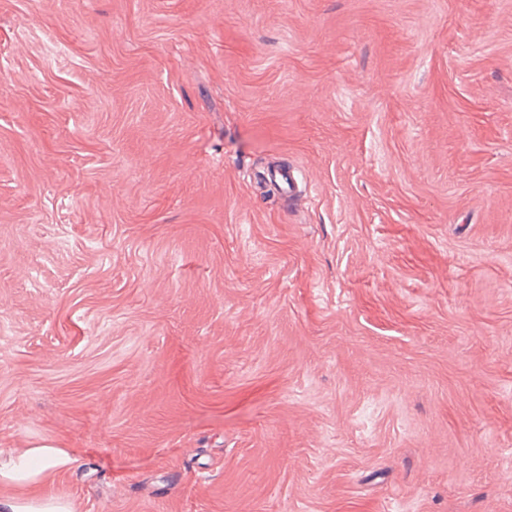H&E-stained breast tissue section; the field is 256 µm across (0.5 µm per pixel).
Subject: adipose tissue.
I'll return each mask as SVG.
<instances>
[{
  "mask_svg": "<svg viewBox=\"0 0 512 512\" xmlns=\"http://www.w3.org/2000/svg\"><path fill=\"white\" fill-rule=\"evenodd\" d=\"M73 458L47 442L9 454L0 460V485L19 488V495L0 499V512H72L69 501L51 496H29L26 488L41 484L53 472L71 467Z\"/></svg>",
  "mask_w": 512,
  "mask_h": 512,
  "instance_id": "adipose-tissue-1",
  "label": "adipose tissue"
}]
</instances>
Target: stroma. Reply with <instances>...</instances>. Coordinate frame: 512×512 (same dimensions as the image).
<instances>
[{"mask_svg":"<svg viewBox=\"0 0 512 512\" xmlns=\"http://www.w3.org/2000/svg\"><path fill=\"white\" fill-rule=\"evenodd\" d=\"M39 440L73 512H512V0H0Z\"/></svg>","mask_w":512,"mask_h":512,"instance_id":"1","label":"stroma"}]
</instances>
